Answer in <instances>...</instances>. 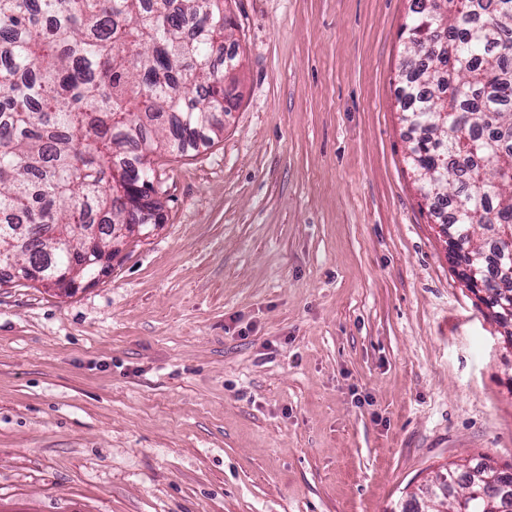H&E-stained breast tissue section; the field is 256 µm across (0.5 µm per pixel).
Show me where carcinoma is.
I'll return each mask as SVG.
<instances>
[{"mask_svg": "<svg viewBox=\"0 0 512 512\" xmlns=\"http://www.w3.org/2000/svg\"><path fill=\"white\" fill-rule=\"evenodd\" d=\"M232 28L224 0H0V249L45 273L78 267L99 281L75 229L98 226L106 247L126 223L112 201L117 175L157 193L151 156L183 155L224 126L223 73L213 54ZM440 29L436 63L405 77L402 111L416 137L410 162L425 173L420 190L455 205L448 246L458 277L476 268L492 312L512 297L498 246L472 228H512V0H426L409 8L407 37ZM512 485V466L469 460L462 489L472 492L435 512H493L481 488Z\"/></svg>", "mask_w": 512, "mask_h": 512, "instance_id": "carcinoma-1", "label": "carcinoma"}]
</instances>
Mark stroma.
Returning a JSON list of instances; mask_svg holds the SVG:
<instances>
[{
    "label": "stroma",
    "instance_id": "obj_1",
    "mask_svg": "<svg viewBox=\"0 0 512 512\" xmlns=\"http://www.w3.org/2000/svg\"><path fill=\"white\" fill-rule=\"evenodd\" d=\"M240 94L92 286H0V512H400L512 465V346L410 165L409 0H228Z\"/></svg>",
    "mask_w": 512,
    "mask_h": 512
}]
</instances>
